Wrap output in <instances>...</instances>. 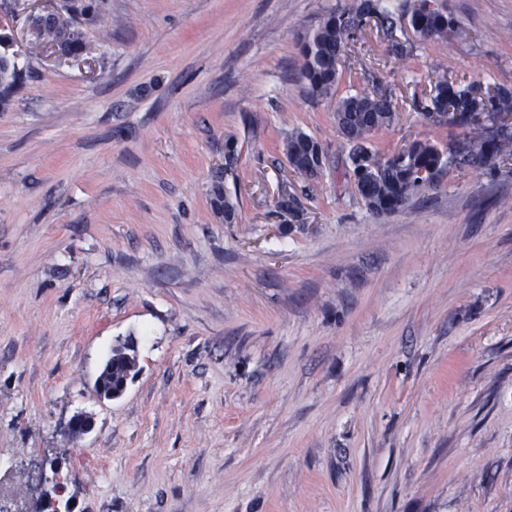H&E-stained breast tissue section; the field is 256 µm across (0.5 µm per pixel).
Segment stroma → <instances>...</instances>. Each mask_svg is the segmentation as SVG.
I'll return each instance as SVG.
<instances>
[{
	"label": "stroma",
	"mask_w": 512,
	"mask_h": 512,
	"mask_svg": "<svg viewBox=\"0 0 512 512\" xmlns=\"http://www.w3.org/2000/svg\"><path fill=\"white\" fill-rule=\"evenodd\" d=\"M433 2L467 40L382 0L393 36L367 23L321 99L300 45L353 0H0L13 512L58 454L74 512H512V164L385 215L342 175L337 98H391V153L447 144L412 106L431 80L512 90V0ZM68 7L77 39L30 41V14ZM297 130L328 150L316 179L285 160ZM128 336L135 375L98 399ZM426 1L418 0L410 7L409 24L421 38L441 45L450 37L462 39L469 35L439 9L435 12L426 10L424 6Z\"/></svg>",
	"instance_id": "1"
}]
</instances>
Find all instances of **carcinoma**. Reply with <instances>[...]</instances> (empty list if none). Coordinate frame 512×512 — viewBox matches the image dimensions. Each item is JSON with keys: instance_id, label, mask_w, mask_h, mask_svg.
Listing matches in <instances>:
<instances>
[{"instance_id": "obj_1", "label": "carcinoma", "mask_w": 512, "mask_h": 512, "mask_svg": "<svg viewBox=\"0 0 512 512\" xmlns=\"http://www.w3.org/2000/svg\"><path fill=\"white\" fill-rule=\"evenodd\" d=\"M425 2L417 0L410 7L409 24L421 38L441 45L450 37L468 36L467 31L442 11L426 10ZM371 18L387 31L394 27L393 17L380 6L379 0H363L356 9L330 16L314 37L316 49L301 46V70L309 94L322 98L332 95L329 88L338 79V66L346 45ZM417 108L428 114L484 112L507 118L512 116V91L497 89L481 96L465 80L443 77L431 85L429 97L418 102ZM335 114L349 146L344 170L346 188L377 215L404 208L418 190L434 185L447 168L487 172L495 168L497 161L512 158V131L490 134L481 126L468 128L462 138L450 141L446 149L425 140L382 155L374 149L372 137L393 120L392 102L382 93L361 92L342 97L336 100ZM308 138V134L295 131L288 136V148L294 151L293 171L315 179L322 170L309 161V155L320 142L312 143ZM135 366L133 340L115 345L95 380L98 396L106 400L120 397Z\"/></svg>"}]
</instances>
